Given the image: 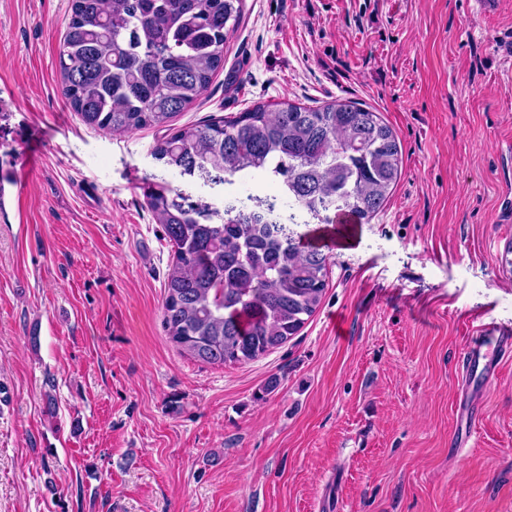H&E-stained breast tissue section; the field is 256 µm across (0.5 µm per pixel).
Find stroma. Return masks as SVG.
Instances as JSON below:
<instances>
[{
    "instance_id": "stroma-1",
    "label": "stroma",
    "mask_w": 512,
    "mask_h": 512,
    "mask_svg": "<svg viewBox=\"0 0 512 512\" xmlns=\"http://www.w3.org/2000/svg\"><path fill=\"white\" fill-rule=\"evenodd\" d=\"M69 0H0V512H512V361L473 447L453 413L469 324L512 326V0H243L175 125L352 100L402 177L286 344L209 365L165 335L161 131L87 128L56 68ZM274 390H267L269 380ZM56 413L47 416V396Z\"/></svg>"
}]
</instances>
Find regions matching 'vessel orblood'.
Here are the masks:
<instances>
[{
  "mask_svg": "<svg viewBox=\"0 0 512 512\" xmlns=\"http://www.w3.org/2000/svg\"><path fill=\"white\" fill-rule=\"evenodd\" d=\"M482 334L492 337L490 348L469 350L462 359V385L456 405L458 425L451 444L457 448L471 446L481 422V399L499 380L505 362L512 360V329L495 321H481Z\"/></svg>",
  "mask_w": 512,
  "mask_h": 512,
  "instance_id": "b4317fda",
  "label": "vessel or blood"
}]
</instances>
